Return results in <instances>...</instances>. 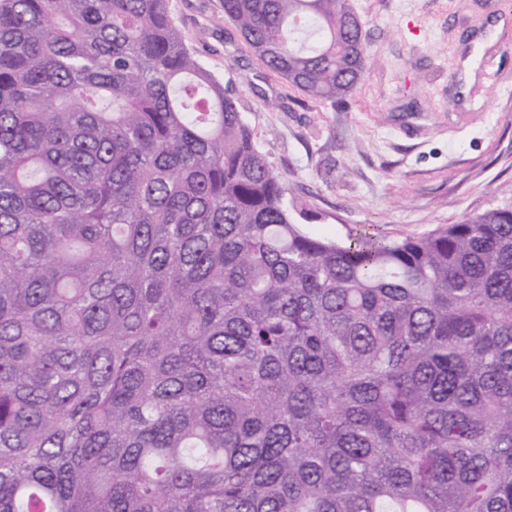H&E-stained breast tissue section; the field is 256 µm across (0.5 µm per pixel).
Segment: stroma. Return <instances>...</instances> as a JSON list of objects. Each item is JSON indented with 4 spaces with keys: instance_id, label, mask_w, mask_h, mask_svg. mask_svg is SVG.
<instances>
[{
    "instance_id": "obj_1",
    "label": "stroma",
    "mask_w": 512,
    "mask_h": 512,
    "mask_svg": "<svg viewBox=\"0 0 512 512\" xmlns=\"http://www.w3.org/2000/svg\"><path fill=\"white\" fill-rule=\"evenodd\" d=\"M372 51L344 101L306 98L267 68L222 0H169L202 64L236 91L253 140L303 229L339 241H393L512 201V5L507 0H349ZM507 24L487 51L495 85L458 92L471 41Z\"/></svg>"
}]
</instances>
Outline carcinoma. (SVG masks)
I'll list each match as a JSON object with an SVG mask.
<instances>
[{"mask_svg":"<svg viewBox=\"0 0 512 512\" xmlns=\"http://www.w3.org/2000/svg\"><path fill=\"white\" fill-rule=\"evenodd\" d=\"M316 101L347 0H223ZM168 0H0V512H512V203L294 222Z\"/></svg>","mask_w":512,"mask_h":512,"instance_id":"carcinoma-1","label":"carcinoma"}]
</instances>
